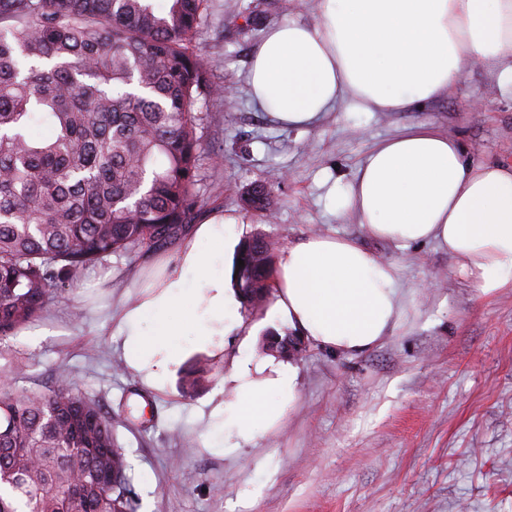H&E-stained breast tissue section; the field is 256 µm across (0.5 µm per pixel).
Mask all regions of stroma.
<instances>
[{"mask_svg": "<svg viewBox=\"0 0 512 512\" xmlns=\"http://www.w3.org/2000/svg\"><path fill=\"white\" fill-rule=\"evenodd\" d=\"M318 18V0H208L192 44L225 94L203 107L199 218L223 213L279 252L313 234L361 241L396 264L410 296L404 323L364 355L308 347L295 362L297 406L226 454L206 446L196 413L243 337L269 329L273 306L243 313L221 353L190 355L209 368L195 392L182 390L179 370L149 389L124 364L118 313L178 248H143L80 270L63 298L0 341V378L19 369L18 389L44 387L67 365L112 418L139 512H512V288L481 295L447 249L368 238L329 198L379 141L419 123L457 137L467 158L512 163V94L476 68L453 94L407 112L343 102L304 129L280 128L249 96L252 48L269 27ZM256 183L273 192V220L244 202Z\"/></svg>", "mask_w": 512, "mask_h": 512, "instance_id": "obj_1", "label": "stroma"}]
</instances>
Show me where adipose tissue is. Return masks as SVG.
I'll list each match as a JSON object with an SVG mask.
<instances>
[{"mask_svg": "<svg viewBox=\"0 0 512 512\" xmlns=\"http://www.w3.org/2000/svg\"><path fill=\"white\" fill-rule=\"evenodd\" d=\"M512 93V0H319V20L268 28L248 72L252 100L299 129L348 101L404 112L451 94L470 64ZM364 233L407 248L434 241L484 295L512 287V164L477 163L455 138L419 125L378 143L334 194ZM236 225L212 219L183 242L172 269L127 307L118 330L126 367L162 388L188 350L215 353L242 324L224 276ZM274 315L293 335L335 354L376 348L405 317L393 262L356 240L310 236L280 256ZM205 434L233 452L282 422L299 401L292 363L244 353L224 376Z\"/></svg>", "mask_w": 512, "mask_h": 512, "instance_id": "ef3b65f1", "label": "adipose tissue"}]
</instances>
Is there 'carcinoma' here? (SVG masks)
<instances>
[{
	"label": "carcinoma",
	"instance_id": "1",
	"mask_svg": "<svg viewBox=\"0 0 512 512\" xmlns=\"http://www.w3.org/2000/svg\"><path fill=\"white\" fill-rule=\"evenodd\" d=\"M205 0H0V338L62 296L83 267L163 247L194 219L203 118L217 99L191 46ZM41 131H34L35 127ZM249 206L269 212L257 185ZM244 266H238V260ZM242 308L267 300L272 243L240 241ZM209 369L185 372L190 393ZM112 418L59 372L0 385V512H139L129 465L111 485Z\"/></svg>",
	"mask_w": 512,
	"mask_h": 512
}]
</instances>
